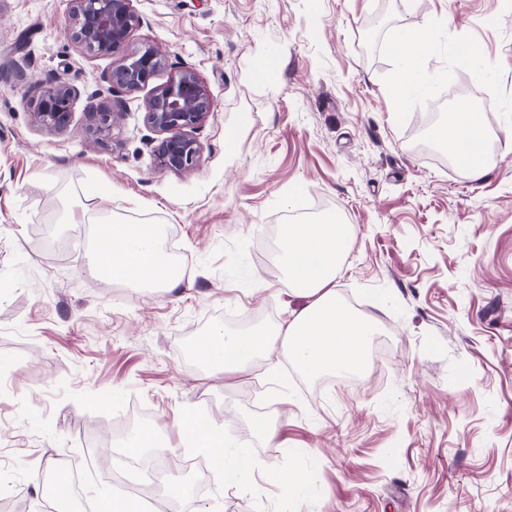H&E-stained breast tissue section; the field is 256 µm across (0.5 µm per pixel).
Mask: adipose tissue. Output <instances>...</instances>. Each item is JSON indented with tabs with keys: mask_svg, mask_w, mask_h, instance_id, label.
<instances>
[{
	"mask_svg": "<svg viewBox=\"0 0 512 512\" xmlns=\"http://www.w3.org/2000/svg\"><path fill=\"white\" fill-rule=\"evenodd\" d=\"M436 39L433 29L406 25L398 34L395 49L404 66L394 79L392 92L401 101L420 94L418 70ZM482 120L468 105L451 113L444 135L457 160L472 177L484 173ZM352 236L348 225L327 218L316 224H290L281 234V260L274 278L287 279L306 303L282 321L275 335L254 331L208 333V345L200 358L207 370L235 372L246 368L273 341H280L287 357L305 374L353 373L363 369L366 346L375 330L371 323L355 320L336 299V274ZM89 264L102 278L135 288H174L180 276L166 258V247L157 225L135 224L113 236L111 245L94 246ZM182 426L196 447L215 460L225 483H237L244 474L270 471L262 458L247 452L227 455L224 438L213 423L186 416Z\"/></svg>",
	"mask_w": 512,
	"mask_h": 512,
	"instance_id": "adipose-tissue-1",
	"label": "adipose tissue"
}]
</instances>
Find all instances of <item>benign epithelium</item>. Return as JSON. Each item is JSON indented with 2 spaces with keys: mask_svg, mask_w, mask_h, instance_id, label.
I'll return each instance as SVG.
<instances>
[{
  "mask_svg": "<svg viewBox=\"0 0 512 512\" xmlns=\"http://www.w3.org/2000/svg\"><path fill=\"white\" fill-rule=\"evenodd\" d=\"M65 31L68 38L92 55L122 52L108 81L114 89L136 91L165 65V58L153 45L127 51L132 32L140 25L133 0H69ZM28 107L35 124L51 132H66L71 126V103L77 90L60 76L34 85ZM209 90L191 70H182L167 84L157 88L148 101L145 121L160 140L155 157L160 166L183 171L194 167L201 157V146L191 135L212 112ZM93 134L108 133L120 113L99 106L92 113Z\"/></svg>",
  "mask_w": 512,
  "mask_h": 512,
  "instance_id": "benign-epithelium-1",
  "label": "benign epithelium"
}]
</instances>
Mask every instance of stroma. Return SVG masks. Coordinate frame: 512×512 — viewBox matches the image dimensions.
<instances>
[{
	"label": "stroma",
	"instance_id": "1",
	"mask_svg": "<svg viewBox=\"0 0 512 512\" xmlns=\"http://www.w3.org/2000/svg\"><path fill=\"white\" fill-rule=\"evenodd\" d=\"M128 46L166 65L110 89L114 55L67 39L69 0H0V512H63L42 484L60 459L91 512L125 500L103 443L129 404L174 450L185 494L168 512H512V0H133ZM437 30L423 96L397 106L403 26ZM20 62L24 77L9 69ZM274 62L269 82L255 72ZM213 96L185 171L158 165L144 116L184 69ZM65 76L69 131L33 123L30 83ZM468 84L492 149L481 178L416 148L415 113ZM122 109L88 134V96ZM350 225L336 293L399 351L359 386L317 389L280 348L243 373L207 377L184 344L221 327L274 331L305 300L270 273L259 239L308 208ZM167 229L181 262L171 290L101 279L61 210ZM193 413L307 492L260 476L224 485L187 446ZM275 427L268 438L257 422Z\"/></svg>",
	"mask_w": 512,
	"mask_h": 512
}]
</instances>
